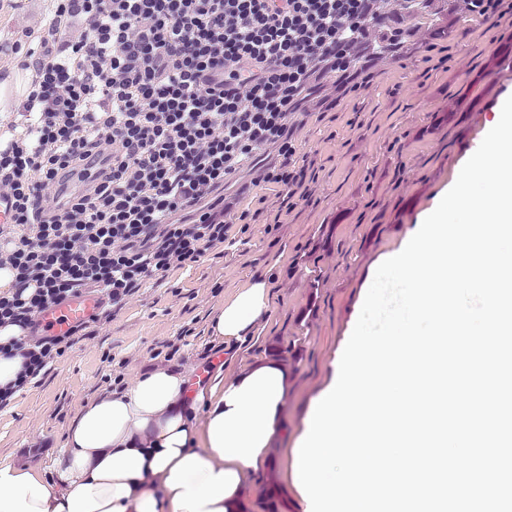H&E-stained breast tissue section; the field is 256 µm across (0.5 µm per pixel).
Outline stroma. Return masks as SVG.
I'll return each mask as SVG.
<instances>
[{
    "instance_id": "obj_1",
    "label": "stroma",
    "mask_w": 512,
    "mask_h": 512,
    "mask_svg": "<svg viewBox=\"0 0 512 512\" xmlns=\"http://www.w3.org/2000/svg\"><path fill=\"white\" fill-rule=\"evenodd\" d=\"M47 7V0H21L17 9L0 10V46ZM437 31L450 47L442 63L422 47ZM413 41L379 60L372 84L327 117H297V154L314 162L310 201H284L268 184L253 187L265 207L258 223L232 225V245L140 289L95 336L65 349L38 386L0 410V459L54 480L62 438L83 402L151 366H217L229 380L271 346H292L300 360L283 402L288 437L247 482L244 498L256 503L273 484L281 512H303L294 446L335 375L371 269L451 189L500 101L512 95V12L487 19L461 9L449 24L432 15ZM258 275L271 287L268 313L245 340L221 342L209 329L214 312ZM169 343L178 348L171 359L161 354Z\"/></svg>"
}]
</instances>
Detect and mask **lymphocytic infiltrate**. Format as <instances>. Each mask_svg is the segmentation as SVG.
<instances>
[{"instance_id": "lymphocytic-infiltrate-1", "label": "lymphocytic infiltrate", "mask_w": 512, "mask_h": 512, "mask_svg": "<svg viewBox=\"0 0 512 512\" xmlns=\"http://www.w3.org/2000/svg\"><path fill=\"white\" fill-rule=\"evenodd\" d=\"M432 0H51L10 54L32 59L31 80L0 139V325L20 342L0 409L37 385L73 336H32L52 302L105 291L112 317L174 264L198 262L229 239L243 190L217 196L243 172L307 199L289 120L327 111L368 86L399 52ZM84 176L62 191L61 173Z\"/></svg>"}]
</instances>
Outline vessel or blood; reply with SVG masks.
<instances>
[{"instance_id": "obj_1", "label": "vessel or blood", "mask_w": 512, "mask_h": 512, "mask_svg": "<svg viewBox=\"0 0 512 512\" xmlns=\"http://www.w3.org/2000/svg\"><path fill=\"white\" fill-rule=\"evenodd\" d=\"M102 305V295L87 291L60 302L49 303L35 320L34 334L41 339L67 335L73 329L90 321Z\"/></svg>"}]
</instances>
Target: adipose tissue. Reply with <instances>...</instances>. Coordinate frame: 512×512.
Wrapping results in <instances>:
<instances>
[{"mask_svg": "<svg viewBox=\"0 0 512 512\" xmlns=\"http://www.w3.org/2000/svg\"><path fill=\"white\" fill-rule=\"evenodd\" d=\"M270 285L253 278L220 307L219 339L250 336ZM187 368L145 369L121 392L80 408L64 436L57 483L0 460V512H243V488L284 437L290 373L278 358L189 391Z\"/></svg>", "mask_w": 512, "mask_h": 512, "instance_id": "obj_1", "label": "adipose tissue"}]
</instances>
